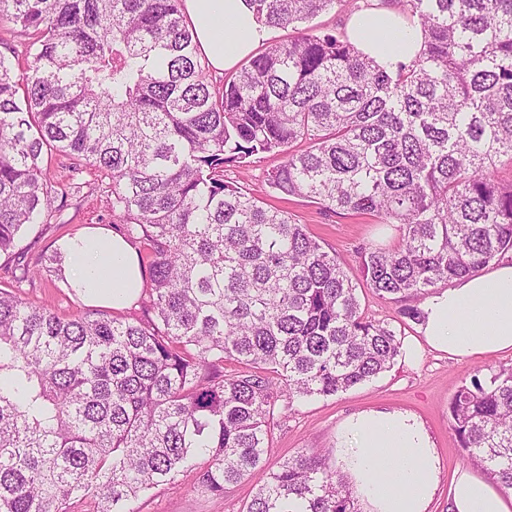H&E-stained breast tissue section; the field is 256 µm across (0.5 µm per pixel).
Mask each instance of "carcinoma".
<instances>
[{
  "label": "carcinoma",
  "instance_id": "cac0c4a2",
  "mask_svg": "<svg viewBox=\"0 0 512 512\" xmlns=\"http://www.w3.org/2000/svg\"><path fill=\"white\" fill-rule=\"evenodd\" d=\"M343 2L248 0L294 35L218 85L182 0H0L23 38L0 50V253L28 251L25 226L80 192L47 175L54 151L97 173L148 259L141 317L27 301L59 256L0 289V512H138L188 470L216 499L264 473L246 512H362L319 452L270 463L272 431L394 365L401 340L358 289L400 301L512 253V0H399L422 45L393 70L310 24ZM270 153L269 191L393 224L397 244L353 268L229 176ZM448 413L512 489V367L473 376Z\"/></svg>",
  "mask_w": 512,
  "mask_h": 512
}]
</instances>
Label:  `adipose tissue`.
<instances>
[{
	"label": "adipose tissue",
	"mask_w": 512,
	"mask_h": 512,
	"mask_svg": "<svg viewBox=\"0 0 512 512\" xmlns=\"http://www.w3.org/2000/svg\"><path fill=\"white\" fill-rule=\"evenodd\" d=\"M199 48L217 72L234 67L267 40L245 0H183ZM352 42L387 68L412 60L418 32L389 9L355 13L348 23ZM63 268L71 288L89 304L122 309L144 286L137 249L122 235L94 228L64 240ZM418 330L434 350L462 359L512 352V260L490 264L453 280L421 303ZM336 464L355 486L367 512H428L436 494L440 460L417 416L368 409L344 419L336 433ZM448 512H512V498L464 471L453 479Z\"/></svg>",
	"instance_id": "ef3b65f1"
}]
</instances>
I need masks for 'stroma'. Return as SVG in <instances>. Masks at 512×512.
I'll list each match as a JSON object with an SVG mask.
<instances>
[{
  "instance_id": "stroma-1",
  "label": "stroma",
  "mask_w": 512,
  "mask_h": 512,
  "mask_svg": "<svg viewBox=\"0 0 512 512\" xmlns=\"http://www.w3.org/2000/svg\"><path fill=\"white\" fill-rule=\"evenodd\" d=\"M76 177L84 187L78 195L68 198L58 219L49 224L31 225L27 230L25 240L31 257L50 258L57 252L61 240L83 229H112L106 194L90 190L93 177L89 172ZM283 207L299 223L307 225L309 232L323 245L335 249L340 257L349 261L353 260L359 244L377 239L390 242L395 238L393 230L372 223L367 217L324 219L317 204L303 198L285 201ZM25 296L62 315L86 307L61 281H38L34 287L26 288ZM359 297L369 317L401 330L403 341H421L417 325L401 318L400 303L381 300L365 289L360 290ZM510 365L512 353L455 359L427 347L414 360L397 358L390 371L371 382L331 398L295 404L287 419L273 432L272 459L281 461L308 448L334 457L336 428L346 417L371 408L406 410L424 423L441 460L437 492L428 512H448V488L457 472L468 467L448 421V402L472 376L487 379L500 367ZM194 482V473H184L177 484L143 492L136 506L139 512H244L257 484L256 478L249 477L232 486L223 498L212 499L200 495Z\"/></svg>"
}]
</instances>
